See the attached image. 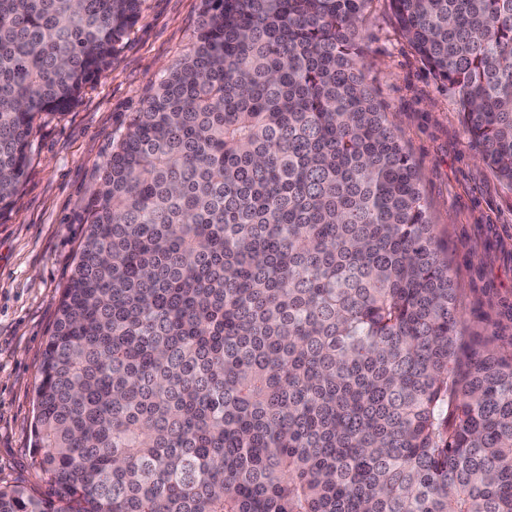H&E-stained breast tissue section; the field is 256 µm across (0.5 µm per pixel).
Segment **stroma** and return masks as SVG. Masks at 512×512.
Returning <instances> with one entry per match:
<instances>
[{"instance_id": "stroma-1", "label": "stroma", "mask_w": 512, "mask_h": 512, "mask_svg": "<svg viewBox=\"0 0 512 512\" xmlns=\"http://www.w3.org/2000/svg\"><path fill=\"white\" fill-rule=\"evenodd\" d=\"M201 0H144L112 65L74 105L37 123L17 202L0 211V484L46 492L31 424L44 342L87 231L102 166L161 77L192 47ZM376 101L421 175L448 251L464 343L512 335V187L479 158L458 106L400 34L388 0L361 22Z\"/></svg>"}]
</instances>
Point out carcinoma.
Listing matches in <instances>:
<instances>
[{
    "mask_svg": "<svg viewBox=\"0 0 512 512\" xmlns=\"http://www.w3.org/2000/svg\"><path fill=\"white\" fill-rule=\"evenodd\" d=\"M369 0H202L104 163L0 512H512V338L366 80ZM512 187V0H388ZM143 0H0V209Z\"/></svg>",
    "mask_w": 512,
    "mask_h": 512,
    "instance_id": "carcinoma-1",
    "label": "carcinoma"
}]
</instances>
